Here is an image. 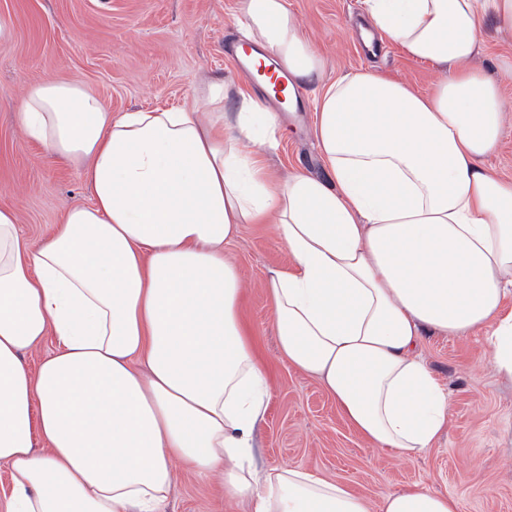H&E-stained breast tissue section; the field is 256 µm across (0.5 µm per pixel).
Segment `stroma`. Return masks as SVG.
Segmentation results:
<instances>
[{"instance_id": "1", "label": "stroma", "mask_w": 512, "mask_h": 512, "mask_svg": "<svg viewBox=\"0 0 512 512\" xmlns=\"http://www.w3.org/2000/svg\"><path fill=\"white\" fill-rule=\"evenodd\" d=\"M326 59L322 79L301 84L303 111L282 112L281 131L266 151L270 170L287 178L301 169L326 177L314 135V100L322 83L376 70L423 94L445 79L431 64L394 44L358 53L362 0H287ZM239 0H0L14 33L0 42V207L14 208L20 234L40 244L65 212L91 202L80 163L52 160L26 139L16 110L26 90L47 80L77 79L115 114L194 105L200 80L259 84L225 43H242ZM509 106L497 151L487 168L512 178V76L502 81ZM238 265L245 295L242 315L265 363L271 391L256 432L257 459L266 468L295 466L344 482L371 506L417 484L458 499L460 512H512V382L489 361V336H425L419 351L450 395L448 427L428 452L403 458L374 448L344 420L320 384L281 357L270 303L269 270L290 260L274 225H241L225 248ZM165 512H250L245 502L217 498L214 483L178 471Z\"/></svg>"}]
</instances>
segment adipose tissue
Masks as SVG:
<instances>
[{"instance_id": "adipose-tissue-1", "label": "adipose tissue", "mask_w": 512, "mask_h": 512, "mask_svg": "<svg viewBox=\"0 0 512 512\" xmlns=\"http://www.w3.org/2000/svg\"><path fill=\"white\" fill-rule=\"evenodd\" d=\"M364 4L380 40L448 77L427 95L377 71L325 85L326 181L273 178L255 137L278 116L225 82H203L196 107L117 116L74 80L26 91L23 134L85 162L92 203L36 248L0 209V463L12 470L0 512H163L180 468L253 512H369L341 482L256 467L270 384L224 254L244 224L275 225L291 259L265 281L282 358L375 447L414 457L448 426L449 396L417 354L427 334L490 329L491 362L512 379V178L483 164L505 105L473 64L486 20L512 34V0ZM239 18L260 49L253 67L321 76L286 0H240ZM382 512L459 503L408 486Z\"/></svg>"}]
</instances>
